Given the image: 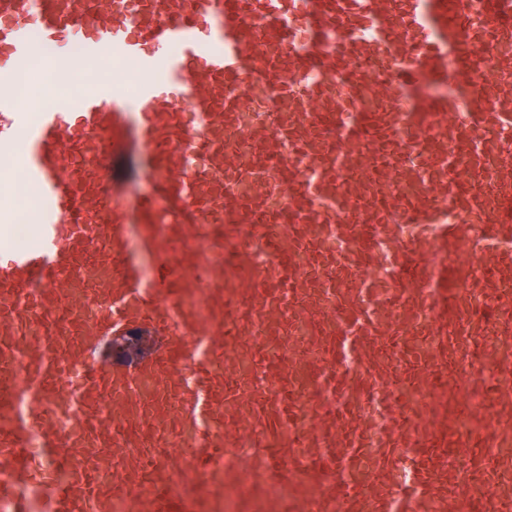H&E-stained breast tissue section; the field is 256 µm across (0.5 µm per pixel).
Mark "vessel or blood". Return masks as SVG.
<instances>
[{"mask_svg": "<svg viewBox=\"0 0 512 512\" xmlns=\"http://www.w3.org/2000/svg\"><path fill=\"white\" fill-rule=\"evenodd\" d=\"M17 174L0 512H512V0H0Z\"/></svg>", "mask_w": 512, "mask_h": 512, "instance_id": "obj_1", "label": "vessel or blood"}]
</instances>
